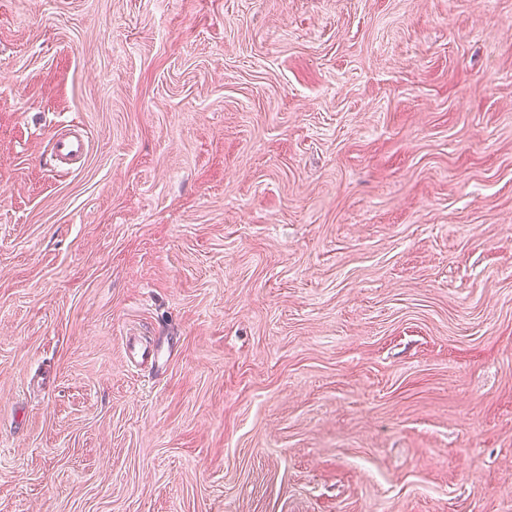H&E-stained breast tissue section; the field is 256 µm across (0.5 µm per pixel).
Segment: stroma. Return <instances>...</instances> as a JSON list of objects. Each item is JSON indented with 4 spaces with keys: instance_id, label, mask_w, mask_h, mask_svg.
Here are the masks:
<instances>
[{
    "instance_id": "obj_1",
    "label": "stroma",
    "mask_w": 512,
    "mask_h": 512,
    "mask_svg": "<svg viewBox=\"0 0 512 512\" xmlns=\"http://www.w3.org/2000/svg\"><path fill=\"white\" fill-rule=\"evenodd\" d=\"M0 512H512V0H0ZM86 152L87 141L79 131L71 129L62 131L53 140V153L59 164H75ZM122 348L129 363L135 367L158 369L162 363V353L158 344L142 336H122Z\"/></svg>"
}]
</instances>
